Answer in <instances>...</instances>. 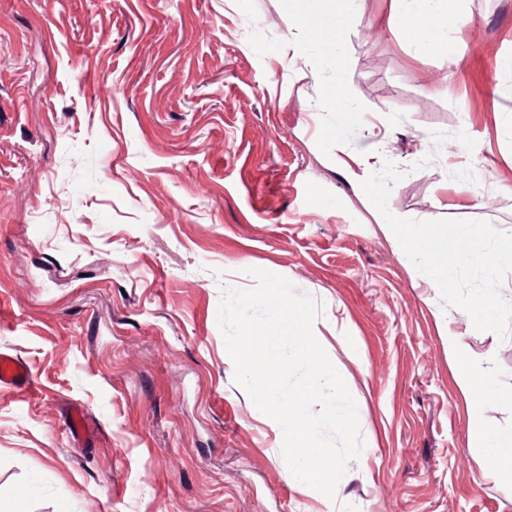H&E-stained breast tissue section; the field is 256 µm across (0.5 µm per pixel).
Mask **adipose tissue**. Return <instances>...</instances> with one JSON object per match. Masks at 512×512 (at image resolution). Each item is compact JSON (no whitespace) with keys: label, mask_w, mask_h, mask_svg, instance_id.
Wrapping results in <instances>:
<instances>
[{"label":"adipose tissue","mask_w":512,"mask_h":512,"mask_svg":"<svg viewBox=\"0 0 512 512\" xmlns=\"http://www.w3.org/2000/svg\"><path fill=\"white\" fill-rule=\"evenodd\" d=\"M393 24L414 36L422 52L444 51L448 48V29L456 25L459 15L448 7L447 0H397Z\"/></svg>","instance_id":"ef3b65f1"}]
</instances>
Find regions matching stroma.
I'll return each mask as SVG.
<instances>
[{"instance_id": "1", "label": "stroma", "mask_w": 512, "mask_h": 512, "mask_svg": "<svg viewBox=\"0 0 512 512\" xmlns=\"http://www.w3.org/2000/svg\"><path fill=\"white\" fill-rule=\"evenodd\" d=\"M460 6L423 53L361 0L341 66L290 0H0V349L35 379L0 391V485L27 512H512L470 445L512 431V337L444 307L336 164L405 170L396 216L512 232V0ZM252 268L323 306L365 442L334 498L287 481L234 381L217 313ZM480 361L477 416L457 376Z\"/></svg>"}]
</instances>
